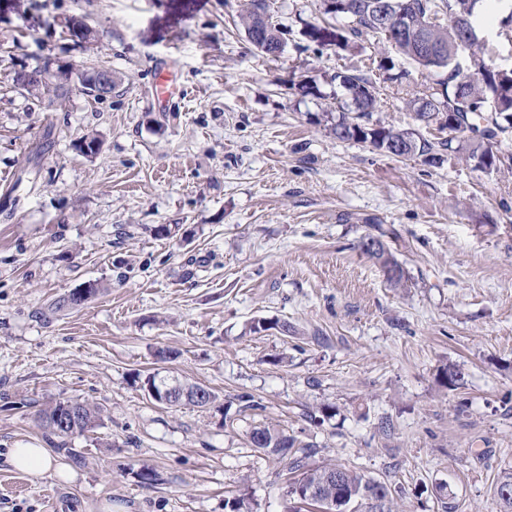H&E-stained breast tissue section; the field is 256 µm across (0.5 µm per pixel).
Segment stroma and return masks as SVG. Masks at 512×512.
<instances>
[{"instance_id":"obj_1","label":"stroma","mask_w":512,"mask_h":512,"mask_svg":"<svg viewBox=\"0 0 512 512\" xmlns=\"http://www.w3.org/2000/svg\"><path fill=\"white\" fill-rule=\"evenodd\" d=\"M244 2L0 0V512H228L237 496L288 512V465L249 446L255 426L392 483L397 512H498L512 470V165L336 139L332 77L346 69L379 89L372 123L441 141L406 102L442 71L370 35L344 51L307 41L322 0H270L286 44L263 54L235 23ZM72 17L90 42L71 40ZM50 59L109 67L116 88L96 100L14 86ZM162 69L178 89L165 99ZM86 135L98 155L75 149ZM368 234L402 285L360 251ZM87 282L96 297L52 312ZM259 318L292 331L251 332ZM446 365L457 389L437 381ZM154 373L217 399L159 405L140 383ZM64 399L104 410L58 456L71 479L14 470L9 449L49 447L40 413ZM369 239L376 243L373 249L364 248V242ZM359 247L363 253L372 259H375L380 264L384 276L390 284L399 285L402 282L405 277V272L402 265L388 253L385 244L379 237L371 234L365 235L360 240ZM390 267L397 271V275L395 277L387 276V271Z\"/></svg>"}]
</instances>
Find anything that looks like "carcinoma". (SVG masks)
<instances>
[{"mask_svg": "<svg viewBox=\"0 0 512 512\" xmlns=\"http://www.w3.org/2000/svg\"><path fill=\"white\" fill-rule=\"evenodd\" d=\"M406 19L403 29H387L381 20L380 5L386 0H323L324 13L342 24H305L304 37L321 47L344 50L353 38L364 33L381 36L395 46L397 51L416 62L425 70L438 68L446 71L439 87L428 93L417 94L408 100V107L422 122L436 121L439 130L448 131L451 137L432 143L414 137L409 130L370 124L376 111L378 89L371 78L338 70L333 77L336 85L348 95L357 112V121H349L341 114L332 131L337 139L367 143L373 149L398 158L416 153L429 156V162L439 160L434 152L439 146L451 149L456 138L471 134L476 144L469 148V159L483 170L498 168L503 161L495 146V138L512 129V69H496L487 64L485 53L478 44L475 32V10L479 0H403ZM266 0H249L241 15L246 34L253 45L267 55L284 49L282 32L277 24L265 16ZM372 240L375 247L364 248V241ZM362 252L375 259L386 272L394 268L397 275L387 278L398 285L405 277L402 265L387 251L383 241L368 234L359 242ZM74 405L78 409L75 425L54 428L50 421ZM41 421L48 435L57 439L54 447L67 449V439L75 434L92 432L101 425L102 410L86 401L66 399L57 401L41 412ZM249 442L259 452L284 460L289 459L292 478L284 488L289 500L300 507L313 506L316 512H326L329 502L344 499V504L367 501L369 512H394L392 485L368 477L355 469L331 463H311L315 452L308 445L300 454H291L297 438L283 431L266 426H255L248 433ZM342 474L343 483L330 479L333 471ZM314 484L318 493L301 499L298 492ZM500 512H512V472L503 473L496 485Z\"/></svg>", "mask_w": 512, "mask_h": 512, "instance_id": "carcinoma-1", "label": "carcinoma"}]
</instances>
